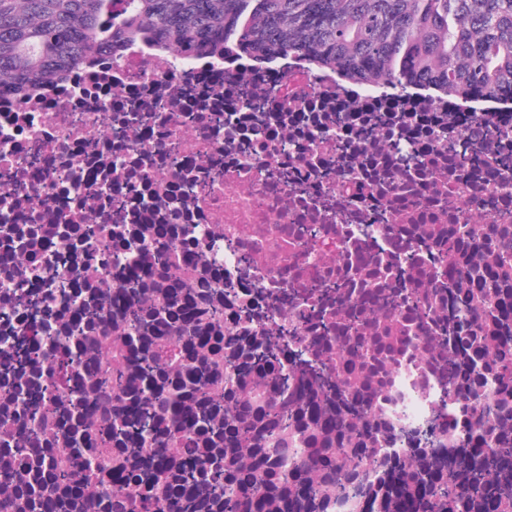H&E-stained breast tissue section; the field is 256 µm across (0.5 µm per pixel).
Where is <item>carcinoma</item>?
<instances>
[{"label": "carcinoma", "mask_w": 512, "mask_h": 512, "mask_svg": "<svg viewBox=\"0 0 512 512\" xmlns=\"http://www.w3.org/2000/svg\"><path fill=\"white\" fill-rule=\"evenodd\" d=\"M0 0V96L19 100L35 88L88 61L100 47L121 49L140 42L174 47L196 57L216 47L223 56L245 55L266 64L270 55H300L317 67H334L351 84L406 88L427 83L449 98H512V0ZM512 365V346L497 345L487 369ZM282 395L295 384L281 354L254 360ZM293 367L319 377L324 360L306 356ZM122 396L128 378L121 365L97 380ZM196 390L210 405H222L224 419L203 420L206 430L230 448H248L251 463L231 457L202 467L199 476L222 490L224 512H239L237 490L247 489V512H290L293 498L310 508L328 506L331 496L350 497L363 482L347 448H320L316 463L292 470L270 462L262 444L288 428L297 413L288 404L255 408L249 396L214 391L202 378ZM171 404L154 393L144 399L137 423L154 420L155 408ZM512 412L504 399L498 422L484 424L485 448L473 479L448 483V474L426 463L401 467L407 479L400 494L417 496L422 512H512V482L500 466L512 467V440L500 421Z\"/></svg>", "instance_id": "carcinoma-1"}]
</instances>
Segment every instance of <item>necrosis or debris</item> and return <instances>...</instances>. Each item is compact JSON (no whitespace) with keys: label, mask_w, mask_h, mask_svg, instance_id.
I'll return each instance as SVG.
<instances>
[{"label":"necrosis or debris","mask_w":512,"mask_h":512,"mask_svg":"<svg viewBox=\"0 0 512 512\" xmlns=\"http://www.w3.org/2000/svg\"><path fill=\"white\" fill-rule=\"evenodd\" d=\"M512 134L497 102L401 96L344 87L335 71L290 58L276 80L220 57L129 46L96 55L26 101L0 98V512L40 500L53 470V512H113V470L133 477L132 512H224L202 485L180 482L211 436L175 434L160 414L167 467L141 466L130 421L143 392H101L114 363L137 375L167 347L179 357L155 386L194 415H211L192 379L244 386L255 404L273 386L229 369L239 346L280 332L285 355L331 359L328 391L298 380L290 394L319 436L368 409L362 464L426 455L445 471L473 456L484 410L512 380L485 378L470 360L512 342ZM477 143L468 158L449 143ZM510 225L497 254L486 243ZM503 255L499 288L475 302L460 272ZM141 325L131 329L132 312ZM459 327L449 356L434 336ZM81 369H70L73 359ZM468 382V397L451 382Z\"/></svg>","instance_id":"necrosis-or-debris-1"}]
</instances>
